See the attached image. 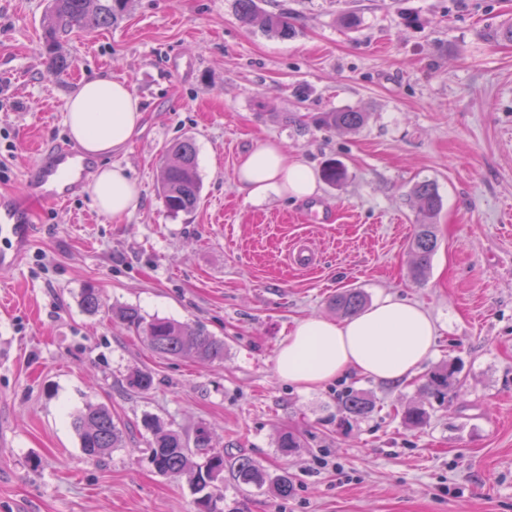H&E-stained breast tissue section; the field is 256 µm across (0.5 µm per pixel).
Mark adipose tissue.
Here are the masks:
<instances>
[{
  "label": "adipose tissue",
  "instance_id": "1",
  "mask_svg": "<svg viewBox=\"0 0 512 512\" xmlns=\"http://www.w3.org/2000/svg\"><path fill=\"white\" fill-rule=\"evenodd\" d=\"M141 120L138 98L127 83L108 75L83 80L68 102V134L97 162L91 184L94 205L115 221L136 208L139 200L136 182L113 158L126 150ZM236 176L256 202L272 193L303 199L317 192L304 161L289 158L278 142H261L242 154ZM437 336L436 319L420 304L386 295L344 319L298 320L277 351L275 371L304 392L352 373L396 386L433 355Z\"/></svg>",
  "mask_w": 512,
  "mask_h": 512
}]
</instances>
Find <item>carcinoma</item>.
Masks as SVG:
<instances>
[{
	"instance_id": "obj_1",
	"label": "carcinoma",
	"mask_w": 512,
	"mask_h": 512,
	"mask_svg": "<svg viewBox=\"0 0 512 512\" xmlns=\"http://www.w3.org/2000/svg\"><path fill=\"white\" fill-rule=\"evenodd\" d=\"M128 2L129 0H49L42 19L43 57L47 72L61 74L72 66L71 60L62 51V38L76 30L85 29L91 17L98 26L114 24L125 12ZM236 9L239 21L246 26L257 25L266 34L282 39L294 34L288 15L266 13L257 7L255 0H236ZM364 121V113L353 109L324 112L315 118V123L319 126L350 130L361 127ZM345 176V167L334 159L327 160L321 168V178L329 185H336ZM160 191L170 213L188 214L196 209L201 197V181L197 167V149L192 139H176L167 146ZM414 194L421 202L422 220L411 243L416 255L411 277L419 282L427 277L437 248L433 219L440 208V198L435 187L428 182L415 185ZM364 304V293L355 288L340 292L334 299L336 309L345 315L358 312ZM81 306L90 314L103 311L110 313L121 324L141 331L150 350L159 356H190L211 363L224 360V340L211 335L199 324L191 326L165 318L147 320L133 306L114 311L107 305L99 290L91 285L82 289ZM450 378L448 369L442 368L426 379L423 388L428 395L440 402L448 394ZM126 385L133 393L146 394L154 387V377L146 370L136 369L126 376ZM374 408V402L354 392L348 393L341 402L342 413L349 416H365ZM404 419L414 427H423L429 422L430 412L423 405L413 406L404 412ZM143 426L152 435L148 448L149 462L154 469L162 475L186 481L196 495L195 505L198 512H223L219 504L224 501V456L201 452V449L210 447L209 430L199 425L193 435L188 436L165 427L153 416L145 417ZM73 427L82 453L90 461H95L122 445L123 429L105 405L86 406L74 417ZM232 475L241 487H262L267 484L282 498L292 491L288 472L284 471L272 477L259 463L249 458L237 459L232 467Z\"/></svg>"
}]
</instances>
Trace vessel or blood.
Wrapping results in <instances>:
<instances>
[{"label":"vessel or blood","instance_id":"b4317fda","mask_svg":"<svg viewBox=\"0 0 512 512\" xmlns=\"http://www.w3.org/2000/svg\"><path fill=\"white\" fill-rule=\"evenodd\" d=\"M90 162L66 145L56 146L24 175L26 196L50 204L66 203L85 186ZM35 211L14 197H0V274L12 270L33 242Z\"/></svg>","mask_w":512,"mask_h":512}]
</instances>
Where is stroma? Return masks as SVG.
Wrapping results in <instances>:
<instances>
[{
  "mask_svg": "<svg viewBox=\"0 0 512 512\" xmlns=\"http://www.w3.org/2000/svg\"><path fill=\"white\" fill-rule=\"evenodd\" d=\"M287 13L288 39L243 25L235 0H130L112 27L72 33L61 76L43 64L46 0H0V195L21 196L25 171L68 143L67 101L83 78L112 74L138 97L143 119L117 162L140 188L121 222L100 214L90 188L40 204L39 231L0 280V512H194L186 482L156 472L142 421L192 433L213 452L247 457L294 490L223 483L224 512H512V42L488 35L512 23V0H259ZM357 16L354 28L343 14ZM364 112L356 130L321 129L323 112ZM192 138L202 194L170 215L158 190L169 142ZM282 142L313 172L333 158L336 185L307 199L253 203L235 168L258 142ZM435 186L438 247L414 281L412 190ZM308 245L314 264L290 263ZM115 307L203 325L224 359L160 357L144 337L80 294ZM347 288L392 295L437 319L434 355L406 384L352 376L300 392L278 378L275 355L295 321L334 316ZM456 382L429 423L434 371ZM142 369L146 394L125 387ZM375 403L340 410L348 391ZM111 408L123 447L86 460L72 416ZM301 446L281 454V432Z\"/></svg>",
  "mask_w": 512,
  "mask_h": 512,
  "instance_id": "35a3bbf8",
  "label": "stroma"
}]
</instances>
